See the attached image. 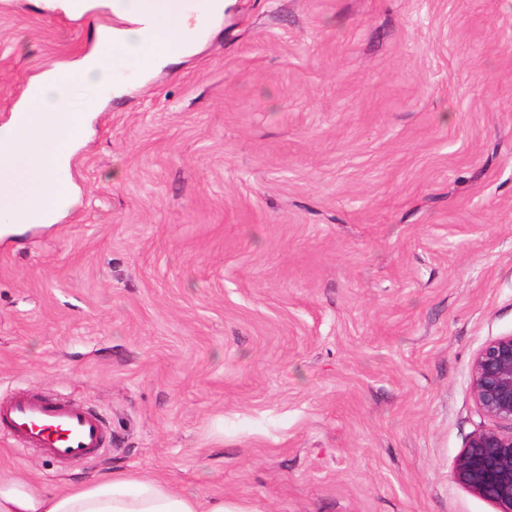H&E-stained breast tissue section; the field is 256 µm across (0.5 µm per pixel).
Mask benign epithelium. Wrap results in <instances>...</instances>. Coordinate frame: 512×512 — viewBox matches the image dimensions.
<instances>
[{"label":"benign epithelium","mask_w":512,"mask_h":512,"mask_svg":"<svg viewBox=\"0 0 512 512\" xmlns=\"http://www.w3.org/2000/svg\"><path fill=\"white\" fill-rule=\"evenodd\" d=\"M470 388L478 412L494 426L471 436L457 457L455 482L496 512H512V333L477 350Z\"/></svg>","instance_id":"7a95c632"}]
</instances>
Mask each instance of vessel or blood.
Segmentation results:
<instances>
[{
    "instance_id": "1",
    "label": "vessel or blood",
    "mask_w": 512,
    "mask_h": 512,
    "mask_svg": "<svg viewBox=\"0 0 512 512\" xmlns=\"http://www.w3.org/2000/svg\"><path fill=\"white\" fill-rule=\"evenodd\" d=\"M0 436L71 466L96 456L107 442L104 421L97 413L64 398L28 391L0 398Z\"/></svg>"
}]
</instances>
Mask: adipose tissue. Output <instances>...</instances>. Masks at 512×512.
<instances>
[{"label": "adipose tissue", "mask_w": 512, "mask_h": 512, "mask_svg": "<svg viewBox=\"0 0 512 512\" xmlns=\"http://www.w3.org/2000/svg\"><path fill=\"white\" fill-rule=\"evenodd\" d=\"M0 512H245L234 502L179 494L156 477L104 473L64 491L0 477Z\"/></svg>", "instance_id": "ef3b65f1"}]
</instances>
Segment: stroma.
I'll use <instances>...</instances> for the list:
<instances>
[{
	"instance_id": "1",
	"label": "stroma",
	"mask_w": 512,
	"mask_h": 512,
	"mask_svg": "<svg viewBox=\"0 0 512 512\" xmlns=\"http://www.w3.org/2000/svg\"><path fill=\"white\" fill-rule=\"evenodd\" d=\"M0 0V125L109 8ZM180 63L83 83L78 202L0 235V397L109 443L0 474H150L249 512H495L453 478L512 333V0H224Z\"/></svg>"
}]
</instances>
